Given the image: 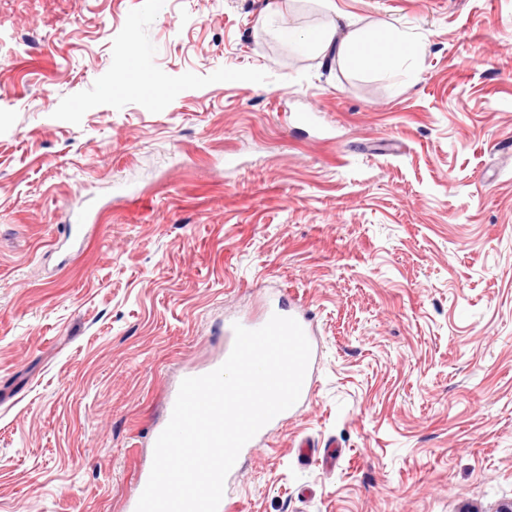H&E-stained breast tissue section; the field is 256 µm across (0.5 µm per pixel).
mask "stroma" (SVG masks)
Returning a JSON list of instances; mask_svg holds the SVG:
<instances>
[{"label": "stroma", "instance_id": "obj_1", "mask_svg": "<svg viewBox=\"0 0 512 512\" xmlns=\"http://www.w3.org/2000/svg\"><path fill=\"white\" fill-rule=\"evenodd\" d=\"M335 3L279 26L391 22L414 77L264 0H0V512H131L181 381L271 297L314 393L232 512L512 501V0ZM302 45L316 56L336 57L353 67L372 65L381 73L394 76L407 65L413 53L408 36L392 25L377 31L351 28L340 31L337 26L308 32ZM406 71L411 72V65Z\"/></svg>", "mask_w": 512, "mask_h": 512}]
</instances>
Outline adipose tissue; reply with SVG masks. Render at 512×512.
I'll use <instances>...</instances> for the list:
<instances>
[{
	"instance_id": "ef3b65f1",
	"label": "adipose tissue",
	"mask_w": 512,
	"mask_h": 512,
	"mask_svg": "<svg viewBox=\"0 0 512 512\" xmlns=\"http://www.w3.org/2000/svg\"><path fill=\"white\" fill-rule=\"evenodd\" d=\"M301 43L315 55L332 56L353 67L369 64L388 76L398 74L413 53L408 36L391 25L376 31L325 27L308 32Z\"/></svg>"
}]
</instances>
